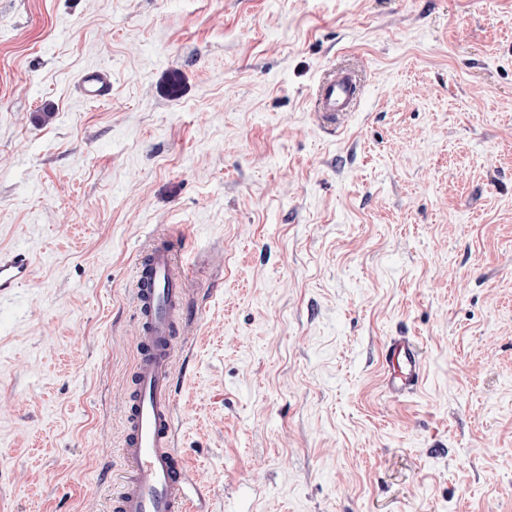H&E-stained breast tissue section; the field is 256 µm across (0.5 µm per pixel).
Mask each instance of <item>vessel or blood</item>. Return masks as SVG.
Masks as SVG:
<instances>
[{"mask_svg": "<svg viewBox=\"0 0 512 512\" xmlns=\"http://www.w3.org/2000/svg\"><path fill=\"white\" fill-rule=\"evenodd\" d=\"M84 97L102 101L112 96V75L106 70L82 74ZM357 84L345 72L319 86L314 109L336 117L352 111ZM181 244L168 237L152 241L137 261L132 280L133 309L138 331L132 370L133 388L123 403L122 452L128 468L112 493L111 512H190L191 477L175 449L173 385L176 348L186 333L184 306L189 281L178 268ZM31 258L21 250L0 253V300L27 282ZM384 387L398 397L417 390L424 362L417 343L394 336L384 348Z\"/></svg>", "mask_w": 512, "mask_h": 512, "instance_id": "obj_1", "label": "vessel or blood"}]
</instances>
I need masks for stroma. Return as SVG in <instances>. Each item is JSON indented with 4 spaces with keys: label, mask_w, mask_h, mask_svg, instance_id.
<instances>
[{
    "label": "stroma",
    "mask_w": 512,
    "mask_h": 512,
    "mask_svg": "<svg viewBox=\"0 0 512 512\" xmlns=\"http://www.w3.org/2000/svg\"><path fill=\"white\" fill-rule=\"evenodd\" d=\"M163 235L195 512H512V0H0V512H104ZM78 87L89 100H107L112 96V74L106 70L86 72L80 76ZM357 91V84L350 74L345 72L333 74L319 86L314 112L333 118L351 112L357 98ZM30 269L31 258L26 252L0 253V300L9 298L16 288L27 282ZM384 387L398 397L419 387L424 362L417 343L409 336H392L384 347Z\"/></svg>",
    "instance_id": "stroma-1"
}]
</instances>
